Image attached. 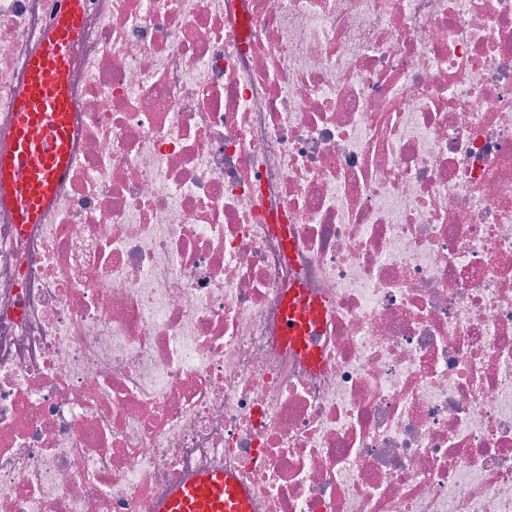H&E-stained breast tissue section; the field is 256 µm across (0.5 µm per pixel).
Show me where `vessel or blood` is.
I'll return each mask as SVG.
<instances>
[{
    "label": "vessel or blood",
    "mask_w": 512,
    "mask_h": 512,
    "mask_svg": "<svg viewBox=\"0 0 512 512\" xmlns=\"http://www.w3.org/2000/svg\"><path fill=\"white\" fill-rule=\"evenodd\" d=\"M84 0H61L52 31L29 62L28 80L13 112L12 137L0 150V199L19 224L38 223L72 163L69 147L73 102L68 65L80 33ZM325 318L322 304L292 288L284 311V334L312 366L321 355L310 338ZM248 491L224 471H208L178 486L157 512H246Z\"/></svg>",
    "instance_id": "b4317fda"
}]
</instances>
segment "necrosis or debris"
<instances>
[{
    "instance_id": "obj_1",
    "label": "necrosis or debris",
    "mask_w": 512,
    "mask_h": 512,
    "mask_svg": "<svg viewBox=\"0 0 512 512\" xmlns=\"http://www.w3.org/2000/svg\"><path fill=\"white\" fill-rule=\"evenodd\" d=\"M60 6L0 0V148ZM68 87L0 200V512H512V0H86ZM324 318L322 304L310 300L301 288L289 289L284 311V334L288 343L300 350L314 367L320 366L321 355L312 346L310 336ZM248 491L224 470L196 475L178 486L158 512H245Z\"/></svg>"
}]
</instances>
